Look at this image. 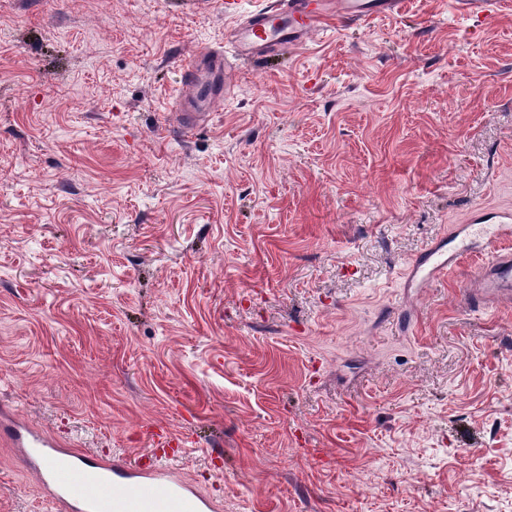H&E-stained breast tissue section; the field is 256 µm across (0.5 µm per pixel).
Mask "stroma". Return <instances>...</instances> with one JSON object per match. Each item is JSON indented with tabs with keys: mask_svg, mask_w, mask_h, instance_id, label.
I'll return each instance as SVG.
<instances>
[{
	"mask_svg": "<svg viewBox=\"0 0 512 512\" xmlns=\"http://www.w3.org/2000/svg\"><path fill=\"white\" fill-rule=\"evenodd\" d=\"M236 22L0 0V405L107 459L165 431L223 512H512V304H470L474 254L401 279L512 209V11L336 26L177 136ZM0 512H53L2 445Z\"/></svg>",
	"mask_w": 512,
	"mask_h": 512,
	"instance_id": "1",
	"label": "stroma"
}]
</instances>
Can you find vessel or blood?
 <instances>
[{
	"label": "vessel or blood",
	"instance_id": "obj_1",
	"mask_svg": "<svg viewBox=\"0 0 512 512\" xmlns=\"http://www.w3.org/2000/svg\"><path fill=\"white\" fill-rule=\"evenodd\" d=\"M458 11L493 21L499 0H455ZM404 0H266L263 7L240 13L225 46L204 49L181 65V88L174 96L175 124L192 133L207 119L205 106L229 97L227 75H238L241 62L279 56L301 48L329 23L356 27L369 19L394 16ZM512 210L477 209L455 228L452 239L432 242L403 272L412 288L445 278L466 253L483 256L476 286L467 293L477 308L512 301ZM0 443L12 448L34 475L55 512H219L217 500L204 494L167 448H151L129 462L106 460L64 447L14 409L0 407Z\"/></svg>",
	"mask_w": 512,
	"mask_h": 512
}]
</instances>
